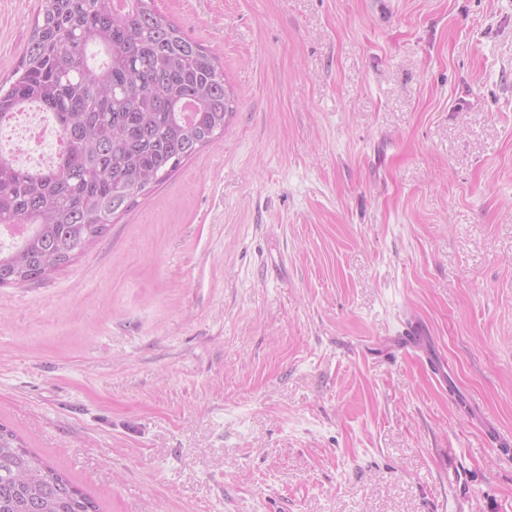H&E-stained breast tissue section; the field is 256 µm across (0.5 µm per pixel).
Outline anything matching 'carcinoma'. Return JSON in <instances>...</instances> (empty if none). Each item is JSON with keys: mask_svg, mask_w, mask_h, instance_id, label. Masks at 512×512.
Instances as JSON below:
<instances>
[{"mask_svg": "<svg viewBox=\"0 0 512 512\" xmlns=\"http://www.w3.org/2000/svg\"><path fill=\"white\" fill-rule=\"evenodd\" d=\"M38 0L14 79L0 83V127L29 103L67 150L48 168L0 152V227L28 224L0 249V273L30 280L68 264L112 216L224 134V69L156 0ZM192 105L189 118L183 106ZM0 512H99L97 501L0 425Z\"/></svg>", "mask_w": 512, "mask_h": 512, "instance_id": "carcinoma-1", "label": "carcinoma"}]
</instances>
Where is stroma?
Listing matches in <instances>:
<instances>
[{
  "mask_svg": "<svg viewBox=\"0 0 512 512\" xmlns=\"http://www.w3.org/2000/svg\"><path fill=\"white\" fill-rule=\"evenodd\" d=\"M156 5L235 110L0 286V423L101 512H512V0Z\"/></svg>",
  "mask_w": 512,
  "mask_h": 512,
  "instance_id": "1",
  "label": "stroma"
}]
</instances>
